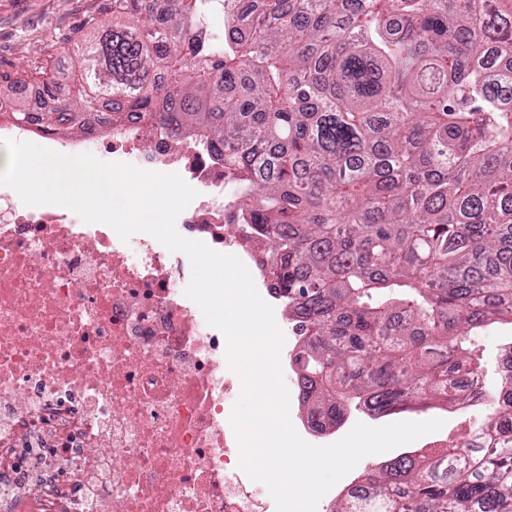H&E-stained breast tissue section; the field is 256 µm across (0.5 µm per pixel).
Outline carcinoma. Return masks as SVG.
Returning a JSON list of instances; mask_svg holds the SVG:
<instances>
[{
	"label": "carcinoma",
	"mask_w": 512,
	"mask_h": 512,
	"mask_svg": "<svg viewBox=\"0 0 512 512\" xmlns=\"http://www.w3.org/2000/svg\"><path fill=\"white\" fill-rule=\"evenodd\" d=\"M63 50L50 107L8 96L10 119L146 112L224 160L312 430L483 374L474 336L512 320V0H112ZM485 405L484 447L407 450L331 512H512V376Z\"/></svg>",
	"instance_id": "carcinoma-1"
}]
</instances>
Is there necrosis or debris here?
<instances>
[{
	"label": "necrosis or debris",
	"mask_w": 512,
	"mask_h": 512,
	"mask_svg": "<svg viewBox=\"0 0 512 512\" xmlns=\"http://www.w3.org/2000/svg\"><path fill=\"white\" fill-rule=\"evenodd\" d=\"M0 132L179 174L197 192L182 236L256 269L199 138L106 112L70 137ZM190 278L188 257L149 234L124 241L0 186V512H277L240 466L228 341L185 296Z\"/></svg>",
	"instance_id": "necrosis-or-debris-1"
}]
</instances>
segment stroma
<instances>
[{
	"instance_id": "35a3bbf8",
	"label": "stroma",
	"mask_w": 512,
	"mask_h": 512,
	"mask_svg": "<svg viewBox=\"0 0 512 512\" xmlns=\"http://www.w3.org/2000/svg\"><path fill=\"white\" fill-rule=\"evenodd\" d=\"M112 15V0H0V76L12 83H30L49 73L64 77L70 60L61 53L67 41L81 36L84 23L92 18ZM512 346V324L496 322L485 327L476 341V353L485 365L486 383L500 380L499 361ZM484 407L433 408L421 415L403 413V420L440 419L444 426L438 432L416 440L419 448H438L456 440L465 430L479 427ZM290 420L300 437L309 444L323 446L339 441L356 423L372 427L386 425L383 417L351 412L335 429L319 434L306 429V414L298 401H291Z\"/></svg>"
}]
</instances>
